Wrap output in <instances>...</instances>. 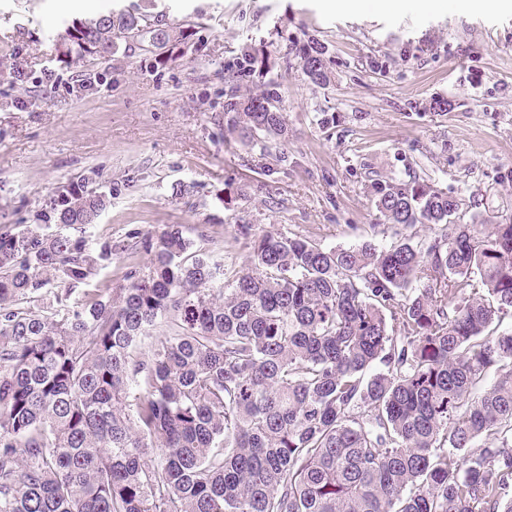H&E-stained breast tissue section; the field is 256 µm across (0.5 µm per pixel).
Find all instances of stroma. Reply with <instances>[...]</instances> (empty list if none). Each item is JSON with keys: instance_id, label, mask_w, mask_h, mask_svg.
<instances>
[{"instance_id": "obj_1", "label": "stroma", "mask_w": 512, "mask_h": 512, "mask_svg": "<svg viewBox=\"0 0 512 512\" xmlns=\"http://www.w3.org/2000/svg\"><path fill=\"white\" fill-rule=\"evenodd\" d=\"M130 2L0 0V229H21L65 186L108 198L84 239L114 253L71 308L125 285L149 261L136 238L168 224L205 228L229 276L251 252L242 224L327 247L390 244L372 204L379 180L433 181L461 200L466 224L512 220V0H362L355 12L328 0H157L172 26L203 24L199 48L149 67L121 50L64 55L73 20ZM309 38L328 49L327 84L291 51ZM253 46L268 55L288 129L283 162L224 136L227 68ZM436 98L450 111L433 110Z\"/></svg>"}]
</instances>
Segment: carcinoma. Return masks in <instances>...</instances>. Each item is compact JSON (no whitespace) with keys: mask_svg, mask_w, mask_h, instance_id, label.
<instances>
[{"mask_svg":"<svg viewBox=\"0 0 512 512\" xmlns=\"http://www.w3.org/2000/svg\"><path fill=\"white\" fill-rule=\"evenodd\" d=\"M180 42L153 0L65 37L81 57ZM296 51L329 81L324 46ZM264 73L247 51L228 81ZM278 103L229 97L225 130L285 135ZM372 193L402 229L388 246L243 224L251 259L226 284L170 224L144 238L147 272L78 310L112 259L79 236L105 197L73 186L0 232V512H512V221L463 224L427 179ZM55 280L57 308L32 309Z\"/></svg>","mask_w":512,"mask_h":512,"instance_id":"cac0c4a2","label":"carcinoma"}]
</instances>
